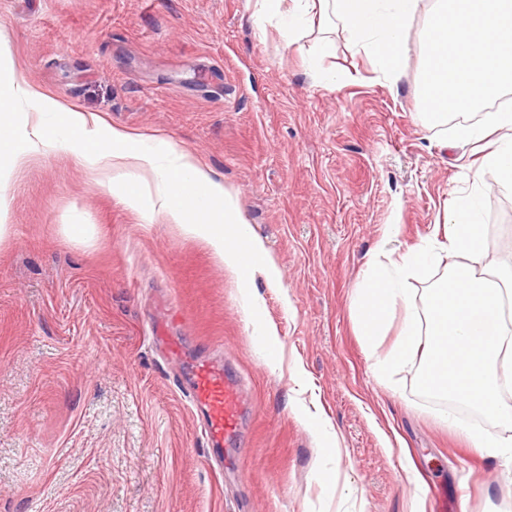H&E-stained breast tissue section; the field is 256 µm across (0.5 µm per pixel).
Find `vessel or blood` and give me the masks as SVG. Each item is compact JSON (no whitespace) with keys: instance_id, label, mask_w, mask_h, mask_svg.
Segmentation results:
<instances>
[{"instance_id":"obj_1","label":"vessel or blood","mask_w":512,"mask_h":512,"mask_svg":"<svg viewBox=\"0 0 512 512\" xmlns=\"http://www.w3.org/2000/svg\"><path fill=\"white\" fill-rule=\"evenodd\" d=\"M169 347L179 357L191 404L206 414L204 435L209 457L223 458L225 448L234 445L239 437L238 425L243 412L241 383L237 376L225 370L223 363L184 355L174 341Z\"/></svg>"}]
</instances>
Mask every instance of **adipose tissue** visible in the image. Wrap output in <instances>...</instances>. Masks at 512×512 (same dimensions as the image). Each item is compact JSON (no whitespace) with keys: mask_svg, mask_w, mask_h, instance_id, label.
I'll use <instances>...</instances> for the list:
<instances>
[{"mask_svg":"<svg viewBox=\"0 0 512 512\" xmlns=\"http://www.w3.org/2000/svg\"><path fill=\"white\" fill-rule=\"evenodd\" d=\"M257 17L275 20L285 45L328 18L348 33L390 85L400 80L409 53L408 33L425 13L421 60L424 108L430 124L455 116L450 143L478 145L492 140L483 157L502 186L512 188V110L464 119L512 88V0H257ZM37 122H30L29 111ZM66 153L96 173L125 205L149 204L188 238L206 243L234 272L249 303L255 273L277 280L278 270L264 245L253 238L233 192L191 153L164 140L103 124L92 114L60 103L34 85L0 72V213L12 174L36 154ZM482 197L471 190L448 213L452 233L385 259H373L356 290L353 315L365 346L378 350L395 311L402 325L394 345L379 352L374 369L386 376L422 355V385L472 404L486 416L512 422L501 401L504 380L512 378V266L487 269ZM445 265L447 276L431 289L426 312H418L405 289L409 278Z\"/></svg>","mask_w":512,"mask_h":512,"instance_id":"adipose-tissue-1","label":"adipose tissue"}]
</instances>
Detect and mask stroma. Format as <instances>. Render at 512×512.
<instances>
[{
    "mask_svg": "<svg viewBox=\"0 0 512 512\" xmlns=\"http://www.w3.org/2000/svg\"><path fill=\"white\" fill-rule=\"evenodd\" d=\"M255 0H0V59L108 125L185 149L232 190L278 282L235 275L161 215L129 209L62 153L7 187L0 240V512H512V459L468 427L512 425L422 390L420 363L374 374L351 300L376 247L443 238L469 148L422 115L421 31L397 86L333 32L318 81ZM485 265L512 264V191L482 176ZM85 224L89 237L66 227ZM223 358L258 407L235 469L210 467L199 416L159 350ZM273 326L278 365L258 324ZM333 429L340 454L316 427ZM473 448H477L480 452L496 456L500 453L501 448H510L512 451V435L508 437L495 436L480 430L466 429Z\"/></svg>",
    "mask_w": 512,
    "mask_h": 512,
    "instance_id": "stroma-1",
    "label": "stroma"
}]
</instances>
